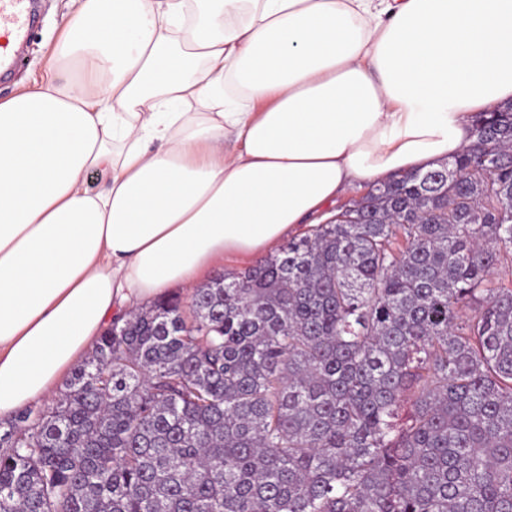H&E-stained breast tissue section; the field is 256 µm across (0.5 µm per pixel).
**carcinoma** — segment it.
<instances>
[{
    "instance_id": "carcinoma-1",
    "label": "carcinoma",
    "mask_w": 512,
    "mask_h": 512,
    "mask_svg": "<svg viewBox=\"0 0 512 512\" xmlns=\"http://www.w3.org/2000/svg\"><path fill=\"white\" fill-rule=\"evenodd\" d=\"M473 134L113 322L7 422L0 512H512V103Z\"/></svg>"
}]
</instances>
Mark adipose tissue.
<instances>
[{
	"mask_svg": "<svg viewBox=\"0 0 512 512\" xmlns=\"http://www.w3.org/2000/svg\"><path fill=\"white\" fill-rule=\"evenodd\" d=\"M63 28L0 99V417L114 312L439 167L512 101V0H72Z\"/></svg>",
	"mask_w": 512,
	"mask_h": 512,
	"instance_id": "adipose-tissue-1",
	"label": "adipose tissue"
}]
</instances>
